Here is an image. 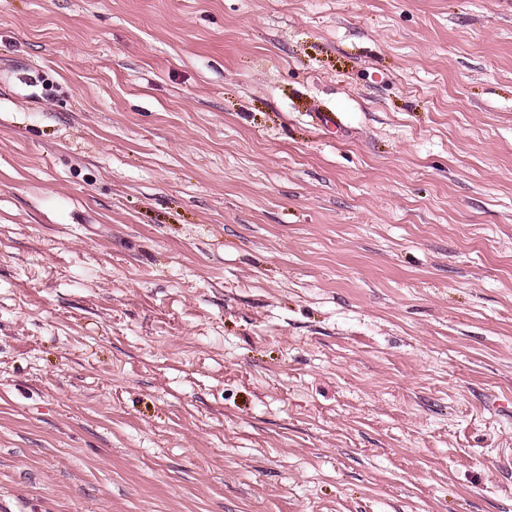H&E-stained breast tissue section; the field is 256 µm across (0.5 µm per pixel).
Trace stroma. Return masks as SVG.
Segmentation results:
<instances>
[{
    "label": "stroma",
    "instance_id": "stroma-1",
    "mask_svg": "<svg viewBox=\"0 0 512 512\" xmlns=\"http://www.w3.org/2000/svg\"><path fill=\"white\" fill-rule=\"evenodd\" d=\"M0 512H512V0H0Z\"/></svg>",
    "mask_w": 512,
    "mask_h": 512
}]
</instances>
